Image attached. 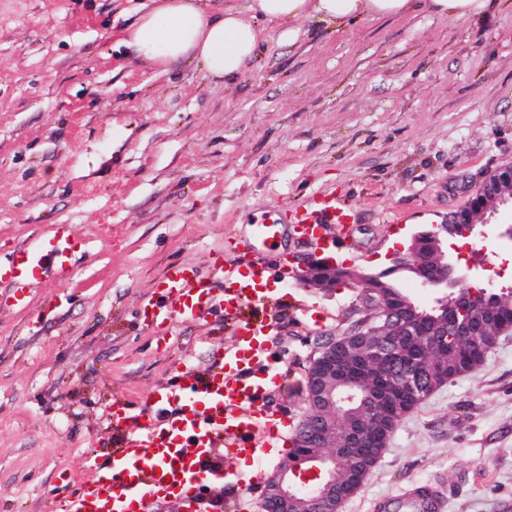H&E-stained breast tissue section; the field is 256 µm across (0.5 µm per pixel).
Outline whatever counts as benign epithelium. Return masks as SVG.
<instances>
[{
  "label": "benign epithelium",
  "instance_id": "benign-epithelium-1",
  "mask_svg": "<svg viewBox=\"0 0 512 512\" xmlns=\"http://www.w3.org/2000/svg\"><path fill=\"white\" fill-rule=\"evenodd\" d=\"M508 202H512V163L495 169L463 209L450 212L441 223L431 225V256L417 274L421 285L445 297L448 290L458 287L457 266L448 259V238L481 234L480 226L487 223V217ZM336 268L333 259L312 257L293 268L292 274L310 288L334 290L336 278L332 274ZM456 303L471 310V316L462 321L453 319L449 326L455 335L466 340L476 358H485L497 341L485 337L479 323L492 316L493 310L463 295L457 296ZM356 312L359 318L346 335L372 338L368 357L384 368L396 389L413 396L417 403L431 395L430 388L420 379L417 364L399 357L398 350L405 336L416 332L437 336L439 332L429 329L423 317L413 319L363 289L357 295ZM355 381V374L350 371L336 378V337L318 340L306 370L308 409L296 433V453L267 478L258 512H339L342 503L365 480L371 470L369 465L357 468L355 478L345 489L336 488V463L353 464L354 448L372 443L380 449L386 447L398 421L378 422L374 408L359 419L336 412V387L346 389L344 400L351 402L356 397Z\"/></svg>",
  "mask_w": 512,
  "mask_h": 512
}]
</instances>
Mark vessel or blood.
Masks as SVG:
<instances>
[{"mask_svg": "<svg viewBox=\"0 0 512 512\" xmlns=\"http://www.w3.org/2000/svg\"><path fill=\"white\" fill-rule=\"evenodd\" d=\"M352 207L335 193H316L296 212L292 223L318 250H327V227L350 224ZM83 250L71 226L53 237L16 248L0 261V287L17 308L28 305L32 288L67 270ZM160 298L147 303L151 321L168 333L172 320L206 321L214 310L236 318L241 308L272 296L277 288L264 266L212 267L203 280L195 266H170L157 284ZM265 325L245 323L236 344L218 354L209 367L186 365L175 384L157 385L139 413L116 404L107 414L119 448L87 470L68 474L61 485L68 495L64 512H152L159 503H177L181 512H222L236 486L233 465L270 454L276 434L261 401L278 391L284 379L265 366ZM375 512H447L444 486L415 483L374 502Z\"/></svg>", "mask_w": 512, "mask_h": 512, "instance_id": "b4317fda", "label": "vessel or blood"}]
</instances>
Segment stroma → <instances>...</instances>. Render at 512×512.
<instances>
[{"mask_svg":"<svg viewBox=\"0 0 512 512\" xmlns=\"http://www.w3.org/2000/svg\"><path fill=\"white\" fill-rule=\"evenodd\" d=\"M151 6L0 0V258L60 224L86 241L27 310L0 292V512H62V471L116 444L112 403L139 410L177 368L235 344L219 310L166 336L143 320L169 265L259 257L279 274L315 249L288 223L274 248L247 251L254 224L333 191L362 213L339 230L347 265L377 272L512 162V0L462 19L309 18L290 40L271 25L229 82L136 59L121 40ZM484 233L449 239L448 255L470 286L510 288L512 206ZM279 294L265 348L285 383L263 406L295 423L314 340L354 322L357 291L289 275ZM281 435L242 472L238 512H256L287 459L292 426ZM434 478L448 512H512V332L400 419L340 512Z\"/></svg>","mask_w":512,"mask_h":512,"instance_id":"1","label":"stroma"}]
</instances>
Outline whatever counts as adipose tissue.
Masks as SVG:
<instances>
[{
	"label": "adipose tissue",
	"instance_id": "ef3b65f1",
	"mask_svg": "<svg viewBox=\"0 0 512 512\" xmlns=\"http://www.w3.org/2000/svg\"><path fill=\"white\" fill-rule=\"evenodd\" d=\"M127 30L123 44L145 63L168 67L195 64L212 78L242 75L252 60L262 30L259 17L270 24L316 16L333 26L359 17L395 16L421 6L429 14L465 18L486 10L490 0H249L245 9L204 11L196 0H152Z\"/></svg>",
	"mask_w": 512,
	"mask_h": 512
}]
</instances>
